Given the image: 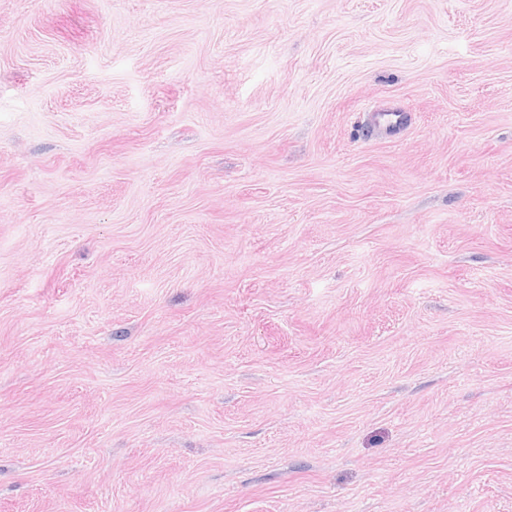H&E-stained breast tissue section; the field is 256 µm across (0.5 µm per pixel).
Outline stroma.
Returning <instances> with one entry per match:
<instances>
[{"label":"stroma","mask_w":512,"mask_h":512,"mask_svg":"<svg viewBox=\"0 0 512 512\" xmlns=\"http://www.w3.org/2000/svg\"><path fill=\"white\" fill-rule=\"evenodd\" d=\"M0 512H512V0H0ZM408 122V114L401 111L372 112L368 129H385L393 127H404Z\"/></svg>","instance_id":"stroma-1"}]
</instances>
